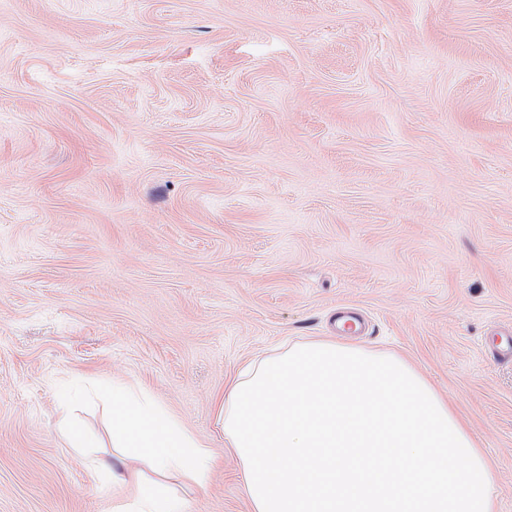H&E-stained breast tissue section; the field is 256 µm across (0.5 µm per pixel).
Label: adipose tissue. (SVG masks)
Listing matches in <instances>:
<instances>
[{
	"label": "adipose tissue",
	"instance_id": "obj_1",
	"mask_svg": "<svg viewBox=\"0 0 512 512\" xmlns=\"http://www.w3.org/2000/svg\"><path fill=\"white\" fill-rule=\"evenodd\" d=\"M112 404L111 463L97 462L112 480V512H187V504L156 478L179 472L205 485L215 465L208 446L187 429L168 408L124 380L107 389ZM146 462L154 478L136 470Z\"/></svg>",
	"mask_w": 512,
	"mask_h": 512
}]
</instances>
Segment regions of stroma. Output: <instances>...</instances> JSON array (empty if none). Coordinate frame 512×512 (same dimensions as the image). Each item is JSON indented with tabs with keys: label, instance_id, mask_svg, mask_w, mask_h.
I'll return each instance as SVG.
<instances>
[{
	"label": "stroma",
	"instance_id": "35a3bbf8",
	"mask_svg": "<svg viewBox=\"0 0 512 512\" xmlns=\"http://www.w3.org/2000/svg\"><path fill=\"white\" fill-rule=\"evenodd\" d=\"M342 307L512 512V0H0V512H112L69 430L111 460L116 376L251 512L224 393Z\"/></svg>",
	"mask_w": 512,
	"mask_h": 512
}]
</instances>
